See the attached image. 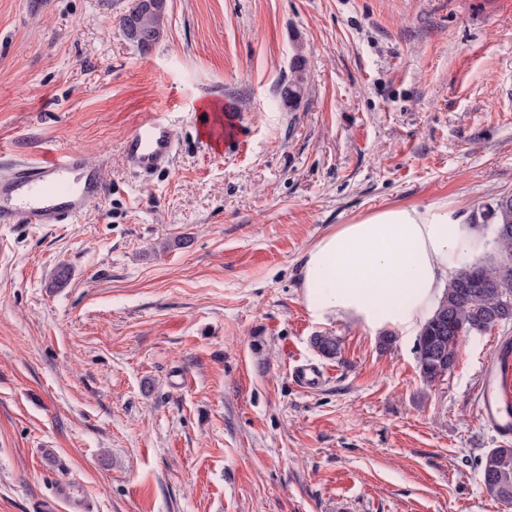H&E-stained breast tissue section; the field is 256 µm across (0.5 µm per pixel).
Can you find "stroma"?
<instances>
[{"label": "stroma", "mask_w": 512, "mask_h": 512, "mask_svg": "<svg viewBox=\"0 0 512 512\" xmlns=\"http://www.w3.org/2000/svg\"><path fill=\"white\" fill-rule=\"evenodd\" d=\"M129 5L0 0V149L80 148L108 187L77 223L0 229V512L63 475L93 512H512L475 402L512 323L430 387L416 337L318 321L299 288L359 216L512 195V0H166L146 54ZM207 100L240 145L205 140ZM146 112L176 142L150 176L122 155ZM292 70L294 77L289 79L288 85L283 89L282 99L289 110L295 109L302 96L304 77H303V58L296 54L293 59ZM485 493L493 500L512 504V446L490 449L479 461Z\"/></svg>", "instance_id": "1"}]
</instances>
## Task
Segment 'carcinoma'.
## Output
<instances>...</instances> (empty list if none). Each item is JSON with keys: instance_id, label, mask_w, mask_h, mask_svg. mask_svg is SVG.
Instances as JSON below:
<instances>
[{"instance_id": "1", "label": "carcinoma", "mask_w": 512, "mask_h": 512, "mask_svg": "<svg viewBox=\"0 0 512 512\" xmlns=\"http://www.w3.org/2000/svg\"><path fill=\"white\" fill-rule=\"evenodd\" d=\"M139 0L120 17V27L132 22L153 33L150 43L138 46L150 51L164 36V13L148 12ZM294 77L283 89L282 99L293 110L302 96L303 58L295 55ZM482 225L490 234L492 251L460 267L451 277L433 315L424 323L416 353L422 381L435 385L456 363L459 348L470 337L512 321V195L503 196L481 213ZM314 348L334 358L339 343L334 336H316ZM485 493L493 500L512 504V446L490 449L479 461Z\"/></svg>"}]
</instances>
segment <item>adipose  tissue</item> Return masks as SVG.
<instances>
[{
	"instance_id": "1",
	"label": "adipose tissue",
	"mask_w": 512,
	"mask_h": 512,
	"mask_svg": "<svg viewBox=\"0 0 512 512\" xmlns=\"http://www.w3.org/2000/svg\"><path fill=\"white\" fill-rule=\"evenodd\" d=\"M481 230L444 201L389 206L324 234L307 251L301 296L311 315L412 335L436 310Z\"/></svg>"
}]
</instances>
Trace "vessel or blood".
I'll return each instance as SVG.
<instances>
[{
  "label": "vessel or blood",
  "mask_w": 512,
  "mask_h": 512,
  "mask_svg": "<svg viewBox=\"0 0 512 512\" xmlns=\"http://www.w3.org/2000/svg\"><path fill=\"white\" fill-rule=\"evenodd\" d=\"M175 140L165 118L145 114L123 143L129 166L144 173L168 168ZM106 184L98 166L77 149L0 166V225L71 224L99 203ZM487 386L476 403L480 421L504 439L512 438V345L498 339L486 363ZM74 482L61 479L40 512H92Z\"/></svg>",
  "instance_id": "obj_1"
}]
</instances>
